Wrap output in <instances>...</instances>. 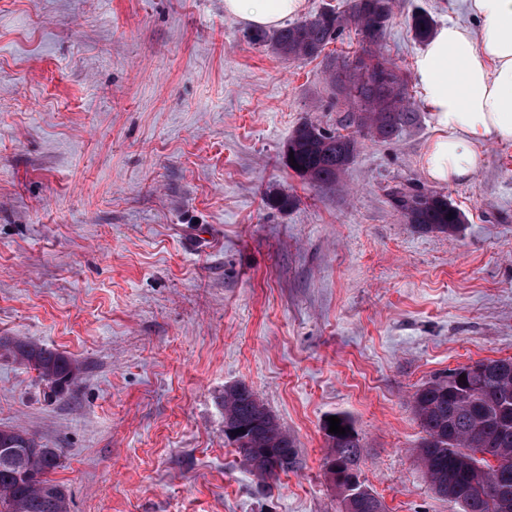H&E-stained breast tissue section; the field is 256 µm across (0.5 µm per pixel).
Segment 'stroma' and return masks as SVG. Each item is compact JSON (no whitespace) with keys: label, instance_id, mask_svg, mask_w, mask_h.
<instances>
[{"label":"stroma","instance_id":"stroma-1","mask_svg":"<svg viewBox=\"0 0 512 512\" xmlns=\"http://www.w3.org/2000/svg\"><path fill=\"white\" fill-rule=\"evenodd\" d=\"M419 8L476 25L463 0H396L382 52L407 75ZM248 32L224 0H0V427L58 449L70 512H338L323 424L344 413L386 512H460L417 460L412 400L512 358V144L440 185L458 233L417 232L387 192L429 188V113L312 186L282 149L306 120L342 131L327 65L360 37L294 60ZM12 339L78 383L45 398ZM240 382L299 470L261 483L225 438Z\"/></svg>","mask_w":512,"mask_h":512}]
</instances>
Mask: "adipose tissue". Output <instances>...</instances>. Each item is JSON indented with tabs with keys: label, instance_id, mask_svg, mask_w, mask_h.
I'll return each instance as SVG.
<instances>
[{
	"label": "adipose tissue",
	"instance_id": "1",
	"mask_svg": "<svg viewBox=\"0 0 512 512\" xmlns=\"http://www.w3.org/2000/svg\"><path fill=\"white\" fill-rule=\"evenodd\" d=\"M479 25L448 21L416 53L412 76L434 134L420 167L432 182L467 180L482 164L480 145L512 142V0H464ZM306 0H224L226 14L255 29L279 27Z\"/></svg>",
	"mask_w": 512,
	"mask_h": 512
}]
</instances>
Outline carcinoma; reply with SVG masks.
I'll return each instance as SVG.
<instances>
[{
    "label": "carcinoma",
    "mask_w": 512,
    "mask_h": 512,
    "mask_svg": "<svg viewBox=\"0 0 512 512\" xmlns=\"http://www.w3.org/2000/svg\"><path fill=\"white\" fill-rule=\"evenodd\" d=\"M394 0H350L348 11L326 8L280 28L272 38L255 32L249 39L270 43L278 55L314 59L353 24L361 35V50L353 66L329 65L332 83L346 93L356 128L388 139L412 125L417 112L411 105L407 80L381 52ZM435 20L425 13L411 16V29L420 42L434 32ZM358 140L328 131L311 121L300 123L283 148L282 162L314 186H332L354 161ZM392 205L421 232L456 233L464 218L448 196L434 190L394 186L388 192ZM10 354L16 362L36 372L54 396L77 383L81 369L70 357L30 341L17 339ZM464 375L465 380L458 379ZM413 408L423 436L417 458L437 494L457 487L462 512H500L498 493L512 495V358L479 360L436 378L414 394ZM346 433L329 432L324 423L326 459L339 462L347 480L334 484L340 512H384L382 501L359 478L360 438L350 417L337 414ZM224 424L245 433L231 439L243 460L249 462L260 448L273 451L272 461L254 468L265 482L301 465L295 440L277 422L258 395L244 383L224 389ZM479 448L496 449L493 462L479 459L486 469L481 484L471 482L459 460ZM62 466L54 448L44 447L27 431L0 428V512H69L63 487L52 474Z\"/></svg>",
    "instance_id": "carcinoma-1"
}]
</instances>
